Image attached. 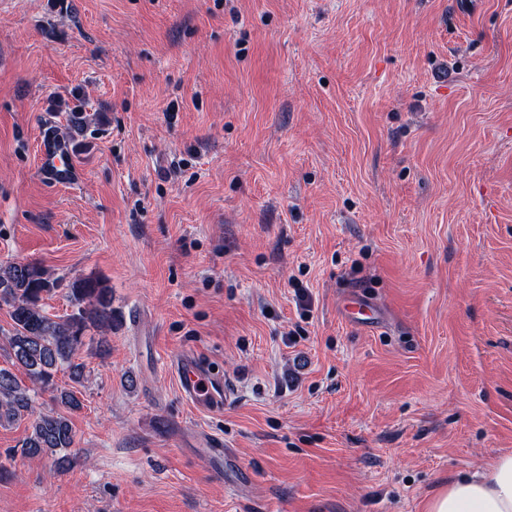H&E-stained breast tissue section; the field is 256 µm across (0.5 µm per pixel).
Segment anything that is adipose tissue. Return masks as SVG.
Listing matches in <instances>:
<instances>
[{
    "instance_id": "1",
    "label": "adipose tissue",
    "mask_w": 512,
    "mask_h": 512,
    "mask_svg": "<svg viewBox=\"0 0 512 512\" xmlns=\"http://www.w3.org/2000/svg\"><path fill=\"white\" fill-rule=\"evenodd\" d=\"M426 512H512V453L450 481L429 499Z\"/></svg>"
}]
</instances>
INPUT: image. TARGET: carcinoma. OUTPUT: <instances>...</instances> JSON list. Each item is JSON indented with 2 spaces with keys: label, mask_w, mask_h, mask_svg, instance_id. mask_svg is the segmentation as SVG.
I'll list each match as a JSON object with an SVG mask.
<instances>
[{
  "label": "carcinoma",
  "mask_w": 512,
  "mask_h": 512,
  "mask_svg": "<svg viewBox=\"0 0 512 512\" xmlns=\"http://www.w3.org/2000/svg\"><path fill=\"white\" fill-rule=\"evenodd\" d=\"M57 287L43 268L31 261H16L0 267V306L9 308L11 319L8 345L3 349L11 367L0 366V423L25 420L28 435L22 443L27 457H54L56 465L66 462L60 453L74 445L68 414L81 409L75 391L57 382L63 371L79 383L85 364L79 361L88 333H102L96 355L109 353L105 334L112 331V291L101 279L74 278L68 283L73 310L50 316L44 300ZM50 393L57 409L38 412L35 397Z\"/></svg>",
  "instance_id": "obj_1"
}]
</instances>
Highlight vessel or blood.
<instances>
[{"label":"vessel or blood","instance_id":"vessel-or-blood-1","mask_svg":"<svg viewBox=\"0 0 512 512\" xmlns=\"http://www.w3.org/2000/svg\"><path fill=\"white\" fill-rule=\"evenodd\" d=\"M38 151L41 177L46 182L66 187L79 179L80 172L73 162L72 144L54 127H46ZM343 312L348 321L363 326L373 324L378 316L376 305L359 293L348 296ZM173 373L186 401L208 413H223L225 406L234 398L233 388L223 374L212 371L194 353L182 354L174 363Z\"/></svg>","mask_w":512,"mask_h":512}]
</instances>
